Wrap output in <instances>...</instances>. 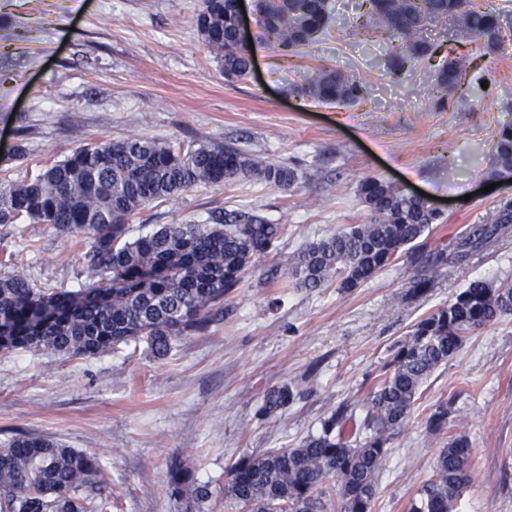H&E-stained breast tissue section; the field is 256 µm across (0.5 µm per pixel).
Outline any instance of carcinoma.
Wrapping results in <instances>:
<instances>
[{"instance_id":"carcinoma-1","label":"carcinoma","mask_w":512,"mask_h":512,"mask_svg":"<svg viewBox=\"0 0 512 512\" xmlns=\"http://www.w3.org/2000/svg\"><path fill=\"white\" fill-rule=\"evenodd\" d=\"M327 0H257L258 23L283 53L325 34L332 9ZM366 20L356 34L373 29L399 42L388 61L400 71L410 58L431 57L437 48L419 33L448 25L494 51L505 41L500 13L472 0H362ZM237 0H205L198 32L221 60L224 78L250 70L252 50L243 46ZM470 58L453 50L437 66L444 89L457 87ZM297 93L321 104L349 107L363 95L360 82L333 68L316 69ZM512 172V124L501 128L492 173ZM256 177L289 192L295 169L256 152L214 144L135 137L103 141L49 162L32 178L0 184V224L27 219L89 240L84 254L91 282L76 289L37 288L16 268L0 276V352L35 350L95 357L143 342L159 357L184 336L209 328L212 315L241 287L262 258L277 255L285 225L254 210L213 211L202 224H156L130 237L131 223L155 202L191 189ZM368 220L304 244L273 279L315 290L358 288L404 256L421 273L407 295L425 296L437 277L462 268L481 252L512 236V200L499 204L488 224L465 228L452 250L428 248L442 217L386 181L360 185ZM512 315V283L474 280L410 327L376 377L364 415L340 405L321 421L318 434L295 448H278L240 459L224 484V498L239 512H320L328 486L337 488L336 512H372L379 472L392 432L407 420L432 373L448 362L474 332ZM298 386L268 391L256 418L263 421L293 403ZM455 399L438 402L426 419L430 435L456 426ZM473 455L463 435L448 441L434 473L417 490L408 512H457L472 481ZM195 462L186 457L170 472L168 490L187 499L189 512H203L210 491L196 483ZM105 470L97 457L44 436L23 434L0 442V512H108Z\"/></svg>"}]
</instances>
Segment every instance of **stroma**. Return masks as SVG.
<instances>
[{
	"instance_id": "obj_1",
	"label": "stroma",
	"mask_w": 512,
	"mask_h": 512,
	"mask_svg": "<svg viewBox=\"0 0 512 512\" xmlns=\"http://www.w3.org/2000/svg\"><path fill=\"white\" fill-rule=\"evenodd\" d=\"M361 0H331L328 35L296 54L270 45L254 0H243L253 68L230 82L202 40V0H0V182L35 176L50 160L101 141L147 136L204 139L263 153L297 169L283 192L256 178L214 184L153 204L155 224L202 221L245 208L282 224L281 258L365 221L359 183L375 176L423 191L443 209L433 245L453 248L463 228L485 224L512 185L496 184L492 151L512 122V40L493 53L482 40L433 26L424 36L475 58L454 90L436 82L437 59L398 73L394 43L351 30ZM331 66L363 84L350 107L322 105L294 88ZM87 241L49 224L0 225V275L26 269L43 288L88 280ZM250 272L208 332L183 337L156 358L130 344L94 358L20 350L0 355V441L36 433L93 454L106 469L112 512H186L167 491L183 457L208 485L206 512H236L224 498L231 466L317 434L339 404L364 414L373 380L409 327L477 279L512 282V239L406 301L420 268L402 258L361 287L308 291ZM301 385L286 412L260 421L267 391ZM454 399L474 457L459 512H512V316L476 332L437 368L408 421L394 431L372 512H407L447 435H427L433 405Z\"/></svg>"
}]
</instances>
